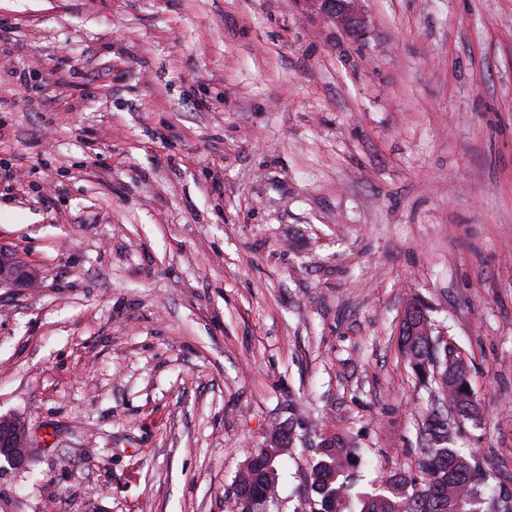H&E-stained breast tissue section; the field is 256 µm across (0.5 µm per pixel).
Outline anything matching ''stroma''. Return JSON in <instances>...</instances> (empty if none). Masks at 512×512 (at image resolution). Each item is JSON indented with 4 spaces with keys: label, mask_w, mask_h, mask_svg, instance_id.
<instances>
[{
    "label": "stroma",
    "mask_w": 512,
    "mask_h": 512,
    "mask_svg": "<svg viewBox=\"0 0 512 512\" xmlns=\"http://www.w3.org/2000/svg\"><path fill=\"white\" fill-rule=\"evenodd\" d=\"M360 6L355 40L296 0H0V253L40 273L0 288V512H237L292 417L279 512L328 436L415 472L413 298L481 410L456 446L512 477V0ZM28 432L26 424L14 417H0V459L12 465L24 463L27 455ZM295 430L293 424L282 425L277 428L270 437L279 436L283 440L288 439V443L281 448H262L253 455L252 463H248L236 476L238 500L243 495L252 499L271 500L278 495V465L279 458L285 448L290 447L295 439Z\"/></svg>",
    "instance_id": "stroma-1"
}]
</instances>
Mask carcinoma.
Here are the masks:
<instances>
[{"label": "carcinoma", "mask_w": 512, "mask_h": 512, "mask_svg": "<svg viewBox=\"0 0 512 512\" xmlns=\"http://www.w3.org/2000/svg\"><path fill=\"white\" fill-rule=\"evenodd\" d=\"M437 342L434 324L428 322L399 337L398 347L418 381L436 385L438 398L420 429L421 456L417 473L397 472L378 487L360 484L362 459L358 449L336 436L320 442L317 459L306 475L309 512H508L512 489L500 488L495 498L485 497L487 475L472 455L460 453L448 432V411L467 419L475 408L464 402L448 380L444 348L435 351V364L421 365L431 343ZM272 436L286 440L281 448H263L236 476L237 496L273 499L278 495V465L284 449L295 439L293 425H282Z\"/></svg>", "instance_id": "cac0c4a2"}]
</instances>
